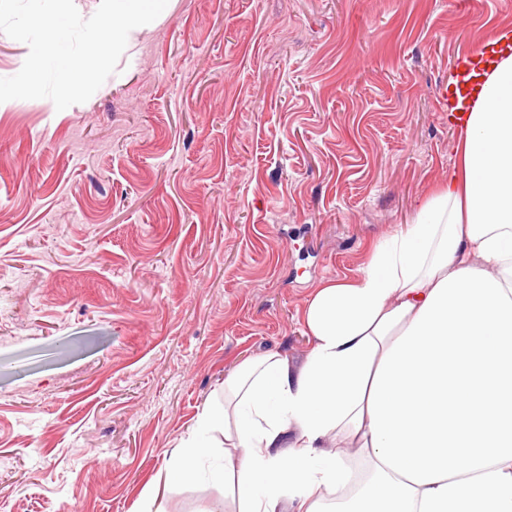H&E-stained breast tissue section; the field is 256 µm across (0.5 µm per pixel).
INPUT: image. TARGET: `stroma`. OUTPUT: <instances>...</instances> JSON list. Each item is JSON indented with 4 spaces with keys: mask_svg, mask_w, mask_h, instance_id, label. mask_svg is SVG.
<instances>
[{
    "mask_svg": "<svg viewBox=\"0 0 512 512\" xmlns=\"http://www.w3.org/2000/svg\"><path fill=\"white\" fill-rule=\"evenodd\" d=\"M512 0H169L86 102L0 110V512H143L239 361L303 359L457 160ZM159 512H222L184 483Z\"/></svg>",
    "mask_w": 512,
    "mask_h": 512,
    "instance_id": "1",
    "label": "stroma"
}]
</instances>
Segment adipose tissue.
Here are the masks:
<instances>
[{
	"mask_svg": "<svg viewBox=\"0 0 512 512\" xmlns=\"http://www.w3.org/2000/svg\"><path fill=\"white\" fill-rule=\"evenodd\" d=\"M498 40L449 110L447 184L316 288L303 361L225 375L146 504L217 480L233 512H512V33Z\"/></svg>",
	"mask_w": 512,
	"mask_h": 512,
	"instance_id": "1",
	"label": "adipose tissue"
}]
</instances>
